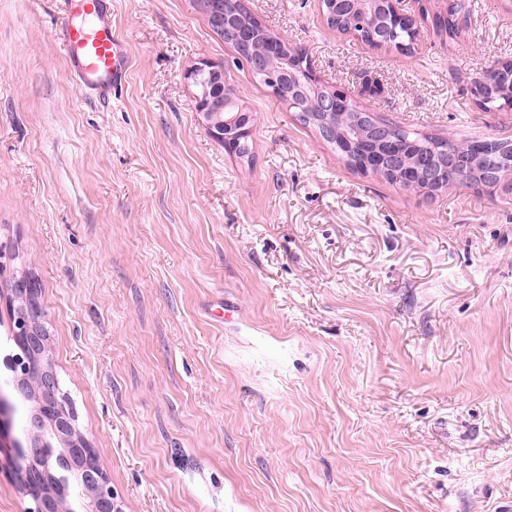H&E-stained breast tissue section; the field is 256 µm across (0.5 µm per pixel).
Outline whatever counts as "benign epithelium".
I'll return each mask as SVG.
<instances>
[{
	"mask_svg": "<svg viewBox=\"0 0 512 512\" xmlns=\"http://www.w3.org/2000/svg\"><path fill=\"white\" fill-rule=\"evenodd\" d=\"M207 12L212 31L224 32V12L219 4H208ZM251 73L266 81L267 87L293 112L301 107V100L282 89L283 71L269 56H252ZM224 74L211 62L196 64L186 73L194 85L202 86L197 97L198 110L207 109L208 90L205 75ZM314 100L321 115H336L340 107H352L349 97L322 83L312 74ZM236 100L224 92V125L213 132L227 149L240 145L250 137L251 117L235 111ZM486 173L498 175V181L512 172L499 174V150L491 145L483 155ZM17 255L9 245L0 243V275L12 284V326L9 341L29 351L24 358L8 353L3 360L8 375L6 383L12 393L0 391V414H14L13 398L31 402L23 414L21 430L25 441L10 437L7 429L0 430V454L16 464L21 489L28 497L27 512H122L121 501L112 488L109 476L100 464V451L81 433L76 418L64 404L63 380L51 355L52 333L39 291L29 284L28 271L16 266ZM37 448V458L29 449Z\"/></svg>",
	"mask_w": 512,
	"mask_h": 512,
	"instance_id": "7a95c632",
	"label": "benign epithelium"
}]
</instances>
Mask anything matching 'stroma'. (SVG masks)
Segmentation results:
<instances>
[{
  "instance_id": "35a3bbf8",
  "label": "stroma",
  "mask_w": 512,
  "mask_h": 512,
  "mask_svg": "<svg viewBox=\"0 0 512 512\" xmlns=\"http://www.w3.org/2000/svg\"><path fill=\"white\" fill-rule=\"evenodd\" d=\"M247 4L375 115L512 140L470 92L512 61L505 0H465L454 39L421 25L409 55L329 28L321 0ZM70 9L0 0V242L41 283L124 512H512V188L354 171L194 0H112L129 76L86 97L54 37ZM202 61L253 115L249 157L197 110Z\"/></svg>"
}]
</instances>
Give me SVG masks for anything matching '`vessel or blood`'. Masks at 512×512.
<instances>
[{
  "instance_id": "b4317fda",
  "label": "vessel or blood",
  "mask_w": 512,
  "mask_h": 512,
  "mask_svg": "<svg viewBox=\"0 0 512 512\" xmlns=\"http://www.w3.org/2000/svg\"><path fill=\"white\" fill-rule=\"evenodd\" d=\"M69 74L85 95L106 98L127 79V43L112 30L111 0H73L72 11L56 32Z\"/></svg>"
}]
</instances>
